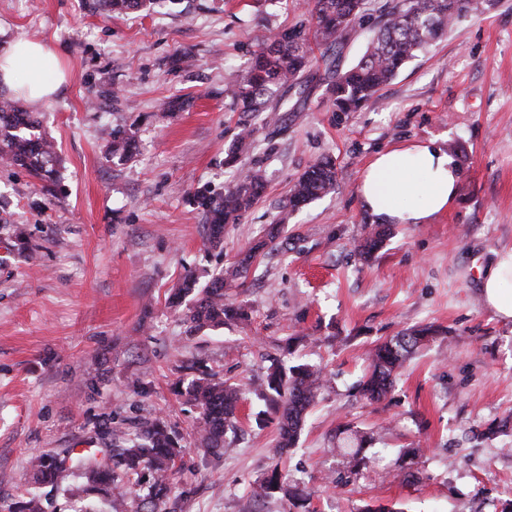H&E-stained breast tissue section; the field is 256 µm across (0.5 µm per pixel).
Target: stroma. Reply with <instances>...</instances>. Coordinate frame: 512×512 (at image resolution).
Masks as SVG:
<instances>
[{"label": "stroma", "instance_id": "1", "mask_svg": "<svg viewBox=\"0 0 512 512\" xmlns=\"http://www.w3.org/2000/svg\"><path fill=\"white\" fill-rule=\"evenodd\" d=\"M307 0H177L159 11L112 15L93 0H0V50L20 36L52 43L68 79L37 107L53 142L60 190L0 164V512L43 452L100 450V424L130 430L161 416L186 451L180 512H265L249 491L280 461L315 512H500L512 499V323L485 307L479 274L512 248V0H484L409 61L358 111L338 112L320 76L325 59L351 67L371 12L337 50L315 49L318 76L284 92L279 125L238 111L228 92L264 37L309 21ZM180 109L161 111L162 103ZM250 128L237 163L230 145ZM136 149L112 158L110 133ZM411 141L448 151L458 198L425 224H394L371 259L356 246L376 225L357 188L371 158ZM334 190L298 209V176L324 158ZM261 169L265 189L224 249L204 244L190 195ZM287 248L257 254L231 289L248 321L188 333L168 298L187 272L208 280L269 225ZM27 234L19 249L9 230ZM429 326L391 395L357 392L378 342ZM293 357L321 365L325 383L300 441L275 457V420H260L271 358L288 337ZM238 384L233 450L205 462L199 414L178 393L192 363ZM385 426L363 474H349L333 442L339 427ZM421 443L416 479L397 476L400 452Z\"/></svg>", "mask_w": 512, "mask_h": 512}]
</instances>
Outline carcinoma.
<instances>
[{
  "label": "carcinoma",
  "instance_id": "cac0c4a2",
  "mask_svg": "<svg viewBox=\"0 0 512 512\" xmlns=\"http://www.w3.org/2000/svg\"><path fill=\"white\" fill-rule=\"evenodd\" d=\"M107 12L128 13L167 6L174 0H96ZM478 8V0H390L379 7L385 21L372 31L365 51L356 64L345 71L330 62L325 68V81L340 112L358 111L379 89L390 81L426 46L469 12ZM368 0H313L311 24L300 23L264 39L250 65L228 89L242 112L266 113L271 123V104L280 91L303 88L311 76L313 63L311 44L330 49L339 45L366 16ZM35 119L10 98L0 99V156L14 166L27 170L45 183L53 194L60 185L53 166L52 143L33 133ZM134 139L125 132L112 130L111 154L122 161L133 154ZM336 166L327 159L301 174L290 189L288 206L295 209L334 189ZM265 186L259 169H250L237 184L223 191L211 187L196 190L191 204L205 216V244L223 249L224 229L240 223L244 214L261 198ZM285 225L272 224L264 239L250 248L233 265L200 283L192 272L186 274L180 288L169 299L175 308L185 307L183 322L189 330L221 326L226 322L249 317L246 306L226 298V290L246 277L255 253L278 244ZM387 235L383 227L359 244L361 254L377 251ZM435 331L425 327L392 336L371 352L368 373L358 384L361 397L379 402L392 391L399 371L416 350L433 338ZM324 382L319 366L299 363L288 366L273 360L261 398L267 410L278 419L276 447L283 450L297 445L307 411ZM179 394L193 406L203 421L198 443L203 454L219 459L230 450L227 434L234 431L241 400L240 388L215 377L208 368H197L196 375L182 383ZM110 462L103 463L92 451L75 453L69 458L58 453H42L30 460V476L21 483L19 500L9 512H44L42 497L31 486L48 487L66 500L79 505L76 512H97L92 503L96 495L106 497L107 512H175L171 502L172 485L177 479L175 461L185 452L177 433L160 417L138 419L133 434L107 425L101 433ZM380 439L372 429L345 427L336 433V453L348 471L356 474L368 467L367 449ZM131 481L130 497L112 501V484ZM257 494L288 508H307L309 493L275 466L263 477Z\"/></svg>",
  "mask_w": 512,
  "mask_h": 512
}]
</instances>
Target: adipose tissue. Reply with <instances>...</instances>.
<instances>
[{"mask_svg":"<svg viewBox=\"0 0 512 512\" xmlns=\"http://www.w3.org/2000/svg\"><path fill=\"white\" fill-rule=\"evenodd\" d=\"M66 75L52 45L25 37L0 50V83L29 104L53 99ZM461 171L442 148L411 143L378 152L358 186L365 210L383 224H423L448 211L459 191ZM485 306L512 320V249L498 254L480 282Z\"/></svg>","mask_w":512,"mask_h":512,"instance_id":"obj_1","label":"adipose tissue"}]
</instances>
